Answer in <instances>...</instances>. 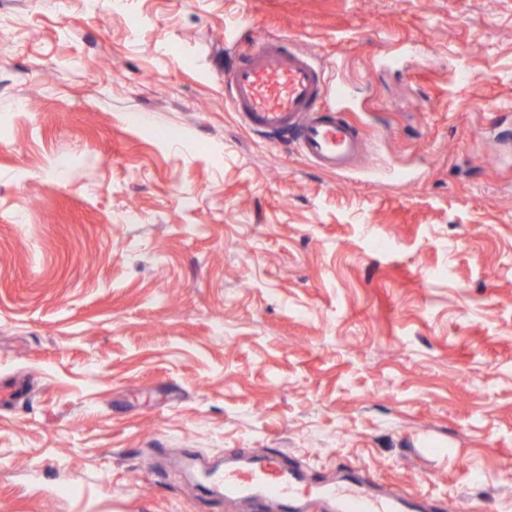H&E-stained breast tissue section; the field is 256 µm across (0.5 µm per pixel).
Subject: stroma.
<instances>
[{"label": "stroma", "instance_id": "35a3bbf8", "mask_svg": "<svg viewBox=\"0 0 512 512\" xmlns=\"http://www.w3.org/2000/svg\"><path fill=\"white\" fill-rule=\"evenodd\" d=\"M271 36L358 169L231 111ZM228 448L512 512V0H0V512H242Z\"/></svg>", "mask_w": 512, "mask_h": 512}]
</instances>
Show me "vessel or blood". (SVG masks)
<instances>
[{"mask_svg":"<svg viewBox=\"0 0 512 512\" xmlns=\"http://www.w3.org/2000/svg\"><path fill=\"white\" fill-rule=\"evenodd\" d=\"M229 103L249 129L295 138L299 153L328 172H341L362 157L366 144L347 116V88L326 85L316 53L282 39L256 43L224 72ZM215 490L232 500L260 502L264 512H289L299 499L332 502L337 512H423L419 501L401 489L372 493L357 475L340 483L318 485L300 467L285 466L276 454L258 465L229 466L209 476Z\"/></svg>","mask_w":512,"mask_h":512,"instance_id":"b4317fda","label":"vessel or blood"}]
</instances>
